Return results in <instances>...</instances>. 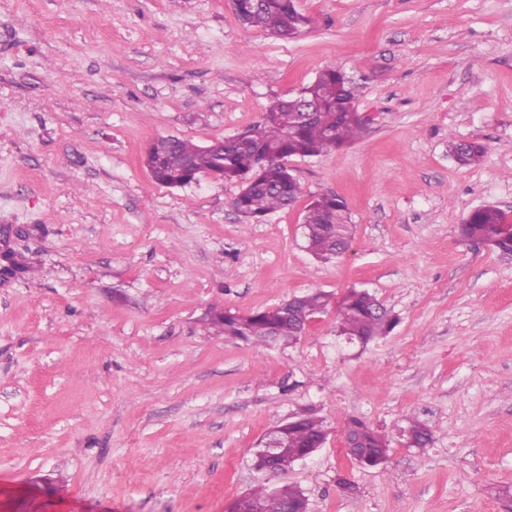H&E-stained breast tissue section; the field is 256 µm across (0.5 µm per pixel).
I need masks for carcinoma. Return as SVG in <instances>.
<instances>
[{"label": "carcinoma", "mask_w": 512, "mask_h": 512, "mask_svg": "<svg viewBox=\"0 0 512 512\" xmlns=\"http://www.w3.org/2000/svg\"><path fill=\"white\" fill-rule=\"evenodd\" d=\"M235 14L243 25L260 28L277 38L286 35L292 39L312 23L297 10L295 0H237ZM303 95L318 102V111L290 129L282 121L287 100L277 98L269 103L259 122L235 139L205 146L177 137L156 140L146 153V167L156 183L171 188L184 187L202 174L238 182L241 190L233 206L248 221L258 222L294 204L303 193L300 182L285 164L288 158L331 152L351 144L363 132L364 126L356 118L351 82L340 68L322 70L303 88ZM448 153L460 165L471 166L482 158L484 146L453 139ZM353 227L346 201L336 194L323 195L310 203L304 214L306 248L319 261L333 262L349 249ZM460 237L485 243L502 257L512 256V221L496 205L467 214L460 225ZM331 304L336 308V335L354 343L366 344L384 336L397 323L392 312L373 294L351 288L335 300L316 291L297 297L290 305L284 301L248 313L214 308L209 312L208 328L259 347L290 344L305 333L315 315ZM277 429L285 445L274 461L277 476L287 474L296 462L314 453L327 435L323 423L315 418H296ZM343 432L359 442V447L346 449L347 456L359 466L378 468L387 462L386 436L366 421L349 416L344 419ZM404 433L417 446L432 440L428 425L419 419L409 420ZM304 504L308 499L303 491L286 483L273 489L261 486L236 497L227 503L225 512H286Z\"/></svg>", "instance_id": "obj_1"}]
</instances>
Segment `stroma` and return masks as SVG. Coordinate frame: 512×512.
Instances as JSON below:
<instances>
[{"mask_svg":"<svg viewBox=\"0 0 512 512\" xmlns=\"http://www.w3.org/2000/svg\"><path fill=\"white\" fill-rule=\"evenodd\" d=\"M296 5L312 23L283 40L229 0H0V512H224L281 482L310 512H512V259L459 235L483 205L512 215V0ZM334 65L370 121L289 159L293 206L250 224L238 185L151 178L156 138L233 135ZM322 194L354 224L332 263L301 236ZM350 288L398 315L389 335L346 342L332 307L286 347L203 323ZM306 415L326 444L282 479L253 468ZM348 416L388 436L386 470L346 457ZM448 153L462 166L477 164L484 154V146L477 142L449 141Z\"/></svg>","mask_w":512,"mask_h":512,"instance_id":"obj_1","label":"stroma"}]
</instances>
